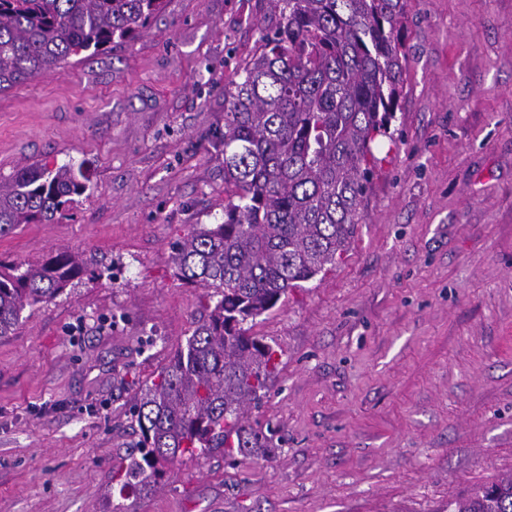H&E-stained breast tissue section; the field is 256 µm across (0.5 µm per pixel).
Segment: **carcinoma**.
Returning <instances> with one entry per match:
<instances>
[{"instance_id":"1","label":"carcinoma","mask_w":512,"mask_h":512,"mask_svg":"<svg viewBox=\"0 0 512 512\" xmlns=\"http://www.w3.org/2000/svg\"><path fill=\"white\" fill-rule=\"evenodd\" d=\"M279 26L224 88L220 224H195L174 250L175 276L206 289L207 314L132 409L140 439L113 472L119 494L149 493L175 460L247 455L263 434L247 413L268 390L277 351L243 324L336 263L406 81L405 0H267ZM165 0H0V92L142 35ZM83 167L22 166L0 177V235L53 224L88 189ZM88 271L62 251L40 265L0 261V337L23 311ZM448 512H512V477L448 502Z\"/></svg>"}]
</instances>
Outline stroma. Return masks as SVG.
Returning a JSON list of instances; mask_svg holds the SVG:
<instances>
[{
    "instance_id": "stroma-1",
    "label": "stroma",
    "mask_w": 512,
    "mask_h": 512,
    "mask_svg": "<svg viewBox=\"0 0 512 512\" xmlns=\"http://www.w3.org/2000/svg\"><path fill=\"white\" fill-rule=\"evenodd\" d=\"M276 27L266 0H166L139 38L0 92V176L89 175L0 260L93 270L0 338V512H448L512 473V0H406L404 97L351 243L246 324L279 355L263 447L113 488L135 398L205 313L172 256L233 194L224 88Z\"/></svg>"
}]
</instances>
